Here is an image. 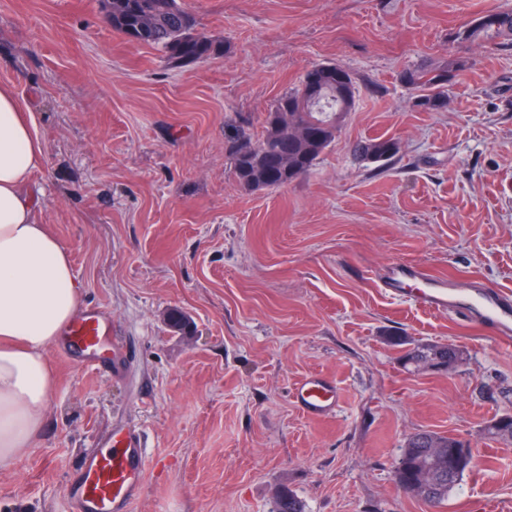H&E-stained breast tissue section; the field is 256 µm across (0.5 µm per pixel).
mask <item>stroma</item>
<instances>
[{
  "mask_svg": "<svg viewBox=\"0 0 512 512\" xmlns=\"http://www.w3.org/2000/svg\"><path fill=\"white\" fill-rule=\"evenodd\" d=\"M186 2L226 52L173 68L113 31L99 0H0V84L44 146L38 220L71 256L82 313L110 330L98 368L49 346L46 423L0 471V512H77L80 463L128 426L147 457L133 512H272L284 488L306 512H512V444L484 437L512 415V346L380 286L399 263L512 292V46L463 37L512 0ZM323 62L357 89L335 143L288 186L244 191L232 127L259 136ZM450 62L447 106L422 110L402 72ZM379 136L395 158L354 156ZM447 343L467 353L452 371L403 360ZM311 375L338 385L329 418L292 399ZM423 430L476 455L437 508L394 477Z\"/></svg>",
  "mask_w": 512,
  "mask_h": 512,
  "instance_id": "obj_1",
  "label": "stroma"
}]
</instances>
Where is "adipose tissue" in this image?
Wrapping results in <instances>:
<instances>
[{"mask_svg": "<svg viewBox=\"0 0 512 512\" xmlns=\"http://www.w3.org/2000/svg\"><path fill=\"white\" fill-rule=\"evenodd\" d=\"M43 159L31 109L0 86V471L42 432L57 383L47 349L83 296L69 253L34 218L33 176Z\"/></svg>", "mask_w": 512, "mask_h": 512, "instance_id": "ef3b65f1", "label": "adipose tissue"}]
</instances>
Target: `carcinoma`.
Instances as JSON below:
<instances>
[{
  "label": "carcinoma",
  "instance_id": "1",
  "mask_svg": "<svg viewBox=\"0 0 512 512\" xmlns=\"http://www.w3.org/2000/svg\"><path fill=\"white\" fill-rule=\"evenodd\" d=\"M105 16L112 29L128 40L153 47L171 67H184L224 53V46L197 29V22L183 0H104ZM465 39L489 42L512 39V13H489L474 19L463 32ZM457 67L409 69L401 81L419 92L418 106L437 111L446 104L444 87ZM356 88L350 74L334 63L308 69L298 83L280 96L264 114L263 135L253 140L227 138L228 154L238 185L254 184L261 190L285 187L308 174L320 156L335 142L342 114L351 110ZM400 150L394 138L376 137L358 142L354 154L371 162L393 159ZM464 359L455 345L412 348L407 362L439 363ZM492 439L512 443V416L493 420L484 430ZM475 455L471 443L453 435L423 431L410 436L402 450L398 481L421 490L423 500L439 504L472 471ZM275 512H305L290 491L278 492Z\"/></svg>",
  "mask_w": 512,
  "mask_h": 512
}]
</instances>
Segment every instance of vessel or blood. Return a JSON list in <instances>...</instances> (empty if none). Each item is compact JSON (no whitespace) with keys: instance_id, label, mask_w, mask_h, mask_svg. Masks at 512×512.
<instances>
[{"instance_id":"b4317fda","label":"vessel or blood","mask_w":512,"mask_h":512,"mask_svg":"<svg viewBox=\"0 0 512 512\" xmlns=\"http://www.w3.org/2000/svg\"><path fill=\"white\" fill-rule=\"evenodd\" d=\"M384 286L388 294L422 308L467 309L501 340H512L511 295L497 290H473L463 303L446 280L404 264L390 267ZM104 324L99 315L77 318L67 330L70 346L83 352L95 350L104 334ZM294 401L309 417H327L336 410L338 389L332 381L312 376L297 385ZM145 471L142 436L137 429L129 428L113 437L111 449L84 462L73 493L83 512H131Z\"/></svg>"}]
</instances>
